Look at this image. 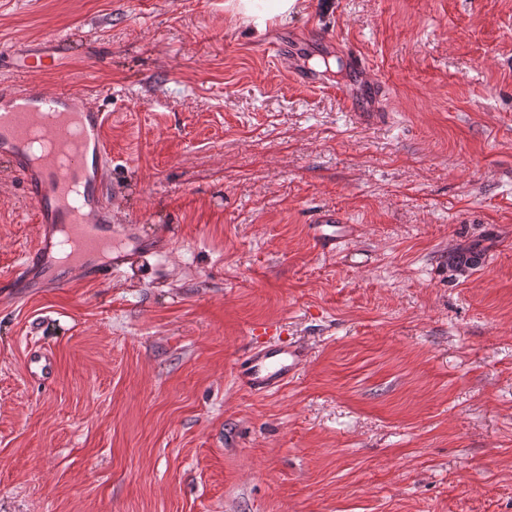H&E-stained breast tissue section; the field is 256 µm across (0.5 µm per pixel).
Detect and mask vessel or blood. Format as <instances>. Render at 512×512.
<instances>
[{
  "label": "vessel or blood",
  "mask_w": 512,
  "mask_h": 512,
  "mask_svg": "<svg viewBox=\"0 0 512 512\" xmlns=\"http://www.w3.org/2000/svg\"><path fill=\"white\" fill-rule=\"evenodd\" d=\"M55 40L29 46L14 54L17 71H59L63 65ZM51 113L56 124L45 132L62 137L65 127H79L84 134L80 149L69 165L50 160L33 162L27 143L31 125ZM109 113L86 104L69 89L51 91L38 82L22 87L0 86V159L6 160L22 179L23 190L36 217V239L13 272L16 282L39 277L41 286L66 288L71 268L93 265V278L105 280L133 265L135 252L115 250L117 240L135 237V221L116 224L112 207L103 199L100 164L109 162L106 127ZM313 241L321 252L335 253L359 235L354 224L335 214L323 215L312 225ZM308 358L301 344L273 343L252 346L237 373L239 386L249 392L273 395L296 377Z\"/></svg>",
  "instance_id": "obj_1"
}]
</instances>
